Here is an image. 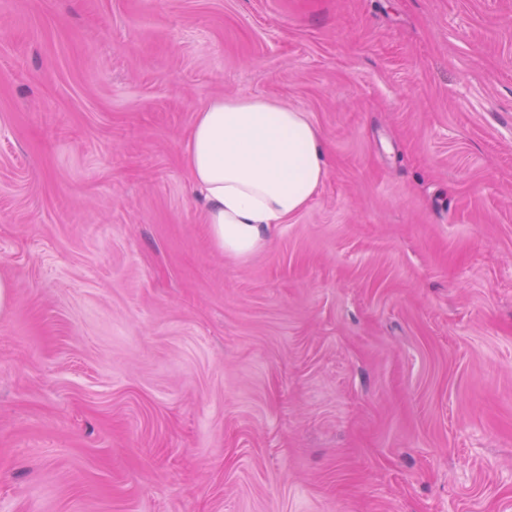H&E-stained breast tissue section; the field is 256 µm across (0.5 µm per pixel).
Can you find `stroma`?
<instances>
[{
	"label": "stroma",
	"instance_id": "stroma-1",
	"mask_svg": "<svg viewBox=\"0 0 512 512\" xmlns=\"http://www.w3.org/2000/svg\"><path fill=\"white\" fill-rule=\"evenodd\" d=\"M327 176L217 249L212 98ZM0 512H512V0H0Z\"/></svg>",
	"mask_w": 512,
	"mask_h": 512
}]
</instances>
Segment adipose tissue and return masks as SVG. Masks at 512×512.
Here are the masks:
<instances>
[{"instance_id": "obj_1", "label": "adipose tissue", "mask_w": 512, "mask_h": 512, "mask_svg": "<svg viewBox=\"0 0 512 512\" xmlns=\"http://www.w3.org/2000/svg\"><path fill=\"white\" fill-rule=\"evenodd\" d=\"M183 161L214 245L237 255L304 211L327 175L320 130L306 113L265 97L201 106Z\"/></svg>"}]
</instances>
